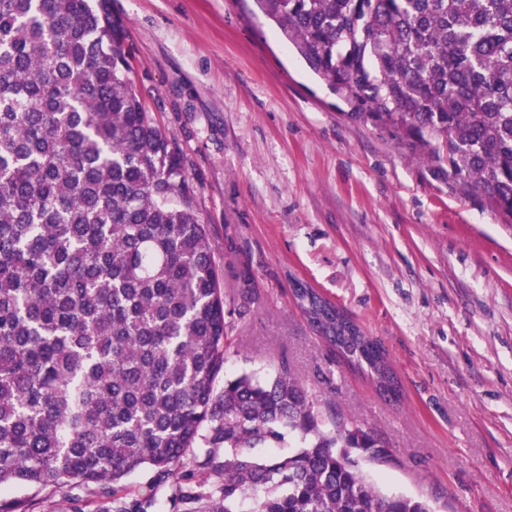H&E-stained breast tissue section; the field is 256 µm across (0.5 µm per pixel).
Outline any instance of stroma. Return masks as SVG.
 <instances>
[{
  "mask_svg": "<svg viewBox=\"0 0 512 512\" xmlns=\"http://www.w3.org/2000/svg\"><path fill=\"white\" fill-rule=\"evenodd\" d=\"M131 79L182 151L224 289V374L288 366L378 436L364 469L435 512H512V224L447 165L355 117L258 0H112ZM317 291L387 353L382 396L315 332ZM33 512H110L64 485Z\"/></svg>",
  "mask_w": 512,
  "mask_h": 512,
  "instance_id": "1",
  "label": "stroma"
}]
</instances>
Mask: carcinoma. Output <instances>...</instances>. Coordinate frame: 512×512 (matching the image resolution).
<instances>
[{
  "instance_id": "obj_1",
  "label": "carcinoma",
  "mask_w": 512,
  "mask_h": 512,
  "mask_svg": "<svg viewBox=\"0 0 512 512\" xmlns=\"http://www.w3.org/2000/svg\"><path fill=\"white\" fill-rule=\"evenodd\" d=\"M358 116L512 219V0H264ZM112 0H0V487L175 512H432L361 465L382 442L320 414L287 366L224 380V291L186 161L129 76ZM319 334L397 396L383 349L300 291ZM290 447L286 455L255 448ZM190 448L195 467L180 469ZM0 512H32L0 498Z\"/></svg>"
}]
</instances>
